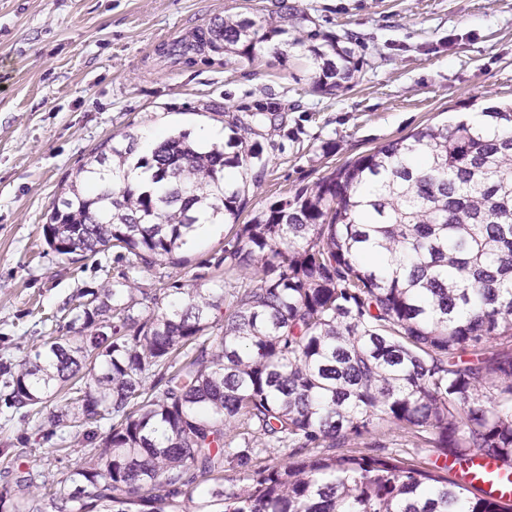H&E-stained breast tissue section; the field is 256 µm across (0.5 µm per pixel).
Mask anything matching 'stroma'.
Listing matches in <instances>:
<instances>
[{
	"label": "stroma",
	"mask_w": 512,
	"mask_h": 512,
	"mask_svg": "<svg viewBox=\"0 0 512 512\" xmlns=\"http://www.w3.org/2000/svg\"><path fill=\"white\" fill-rule=\"evenodd\" d=\"M289 2L355 49L361 70L346 88L316 90L297 50L166 54L229 15L277 21L278 0H0V359L77 335L83 293L122 277L155 291L146 313L171 304L172 285L221 295L237 279L216 266L225 227L178 267L135 270L112 249L74 263L48 246L60 184L105 138L249 127L262 163L235 174L248 219L374 148L512 98V0ZM0 448L60 478L88 450L3 413Z\"/></svg>",
	"instance_id": "35a3bbf8"
}]
</instances>
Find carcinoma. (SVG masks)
<instances>
[{
	"label": "carcinoma",
	"instance_id": "carcinoma-1",
	"mask_svg": "<svg viewBox=\"0 0 512 512\" xmlns=\"http://www.w3.org/2000/svg\"><path fill=\"white\" fill-rule=\"evenodd\" d=\"M288 30L227 16L180 55L278 38L302 48L333 91L359 62L282 5ZM427 125L336 168L238 223L231 169L261 163L233 126L224 146L169 136L122 170L137 136L100 143L53 202L48 246L70 260L119 249L134 269L172 260L206 209L230 224L217 264L243 273L230 301L193 288L148 315L129 281L88 291L89 336H57L0 359V409L59 405L42 424L77 427L92 456L71 486L14 467L0 512H512L448 463L491 459L512 475V102ZM244 448L226 447L228 433ZM418 449L413 462L385 440ZM257 438L261 447L250 446ZM287 448L280 460L253 456ZM247 471L224 488V461Z\"/></svg>",
	"mask_w": 512,
	"mask_h": 512
}]
</instances>
